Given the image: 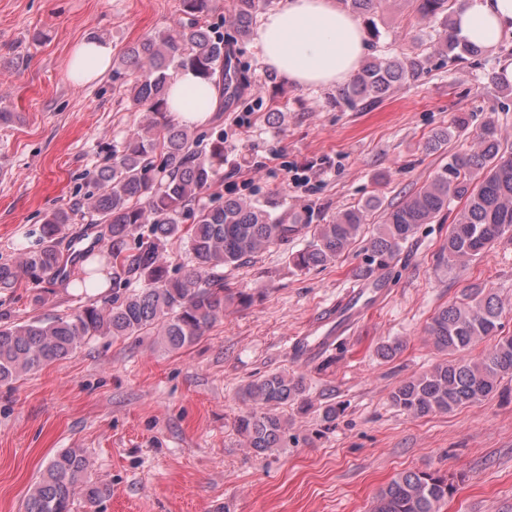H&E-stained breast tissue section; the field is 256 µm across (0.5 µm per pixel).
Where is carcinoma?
Listing matches in <instances>:
<instances>
[{"label":"carcinoma","mask_w":512,"mask_h":512,"mask_svg":"<svg viewBox=\"0 0 512 512\" xmlns=\"http://www.w3.org/2000/svg\"><path fill=\"white\" fill-rule=\"evenodd\" d=\"M187 22L160 30L130 48L120 65L134 73L132 98L146 106L142 120L112 164L98 169L93 189L78 211L91 224L104 225L108 244L80 254L87 261L81 282L112 275L117 288L130 276L142 287L115 297L108 308L90 303L71 316L34 318L21 325L0 326V382L41 369L74 353L93 336L129 337L153 331L166 346L178 350L197 341L231 304L252 297L224 281V268L250 262L272 246L288 243L309 224L301 215L273 214L265 204L230 196L216 205L200 203L201 194L224 166V135L209 142L167 118V97L173 74L190 67L214 80L224 101L233 80L224 49L202 20L216 11L218 0H181ZM273 0H235L232 26L241 39L250 37L260 10ZM354 13L371 15L383 0H340ZM456 0H414L422 21L441 19L443 34L437 51L464 60L483 50L464 41L453 27ZM429 57H371L363 62L335 102L350 109L381 103L394 89L419 80ZM373 198L345 209L325 224L314 226L304 248L289 256L300 270L336 261L356 239L368 212L379 207ZM452 216L448 238L437 264L453 271L494 243L512 240V149L504 147L497 125L488 120L472 152L450 153L448 162L429 183L401 203L383 211L382 224L364 249L360 268L367 277L398 262L403 246L421 224L442 214ZM75 210L53 209L36 234L38 247L13 262L0 263V291L15 288L22 277L40 281L61 270L59 239L74 221ZM180 241L193 256L183 271L170 272L166 246ZM505 310L491 289H475L459 302L434 313L427 334L436 349L454 355L430 371L410 378L390 395L398 411L412 417L448 413L488 398L505 378H512V335H502ZM496 342L479 358L468 351L480 340ZM304 376L274 372L257 376L239 389L245 405L234 420L237 434L259 458L297 440L288 435L284 409L308 404ZM88 460L78 449L56 454L30 494L25 512H70L77 491L89 504L103 490L88 477ZM456 492L453 476L438 471H404L379 492L374 512H441Z\"/></svg>","instance_id":"obj_1"}]
</instances>
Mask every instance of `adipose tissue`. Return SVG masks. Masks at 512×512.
I'll return each mask as SVG.
<instances>
[{"label":"adipose tissue","mask_w":512,"mask_h":512,"mask_svg":"<svg viewBox=\"0 0 512 512\" xmlns=\"http://www.w3.org/2000/svg\"><path fill=\"white\" fill-rule=\"evenodd\" d=\"M458 34L485 51L497 50L512 36V0H458L454 14ZM263 63L281 77L304 87L333 86L353 75L363 58L365 41L358 20L335 0H285L266 14L258 30ZM112 64L109 43L77 44L67 64L69 78L85 85ZM219 104L217 88L197 72L179 71L169 87L168 107L183 125L208 121Z\"/></svg>","instance_id":"1"}]
</instances>
